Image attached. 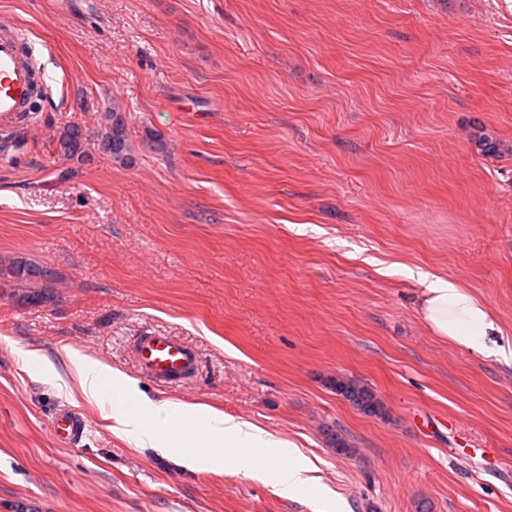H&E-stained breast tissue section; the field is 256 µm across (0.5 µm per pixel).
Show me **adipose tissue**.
I'll return each mask as SVG.
<instances>
[{
  "instance_id": "ef3b65f1",
  "label": "adipose tissue",
  "mask_w": 512,
  "mask_h": 512,
  "mask_svg": "<svg viewBox=\"0 0 512 512\" xmlns=\"http://www.w3.org/2000/svg\"><path fill=\"white\" fill-rule=\"evenodd\" d=\"M425 320L440 336L489 357H512L498 344L495 319L488 307L456 282L421 275ZM70 363L88 398L109 404L113 429L141 448H161L195 471H220L234 465L250 478L274 482L281 495L311 492V465L298 449L261 428L206 405L153 400L135 380L102 362L74 355Z\"/></svg>"
}]
</instances>
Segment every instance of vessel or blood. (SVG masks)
I'll list each match as a JSON object with an SVG mask.
<instances>
[{"mask_svg":"<svg viewBox=\"0 0 512 512\" xmlns=\"http://www.w3.org/2000/svg\"><path fill=\"white\" fill-rule=\"evenodd\" d=\"M44 89L26 39L12 24H0V133L16 130ZM133 352L141 372L163 383L186 381L197 365L188 345L159 332L139 337ZM84 427L83 419L69 410L60 411L52 421L54 437L68 444L76 441Z\"/></svg>","mask_w":512,"mask_h":512,"instance_id":"vessel-or-blood-1","label":"vessel or blood"}]
</instances>
